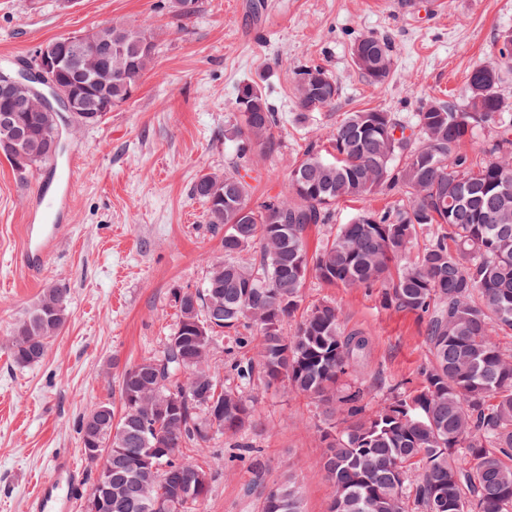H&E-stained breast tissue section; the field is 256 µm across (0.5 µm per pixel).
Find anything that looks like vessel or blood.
Masks as SVG:
<instances>
[{
    "instance_id": "1",
    "label": "vessel or blood",
    "mask_w": 512,
    "mask_h": 512,
    "mask_svg": "<svg viewBox=\"0 0 512 512\" xmlns=\"http://www.w3.org/2000/svg\"><path fill=\"white\" fill-rule=\"evenodd\" d=\"M52 177L61 185V192L50 195L45 189H38L36 203L30 207L25 218L24 259L34 270L42 267L45 258L60 240V215L71 202L75 164L54 170ZM75 471L74 461L66 457L58 458L51 477L41 482L30 498L32 512H71L78 491Z\"/></svg>"
}]
</instances>
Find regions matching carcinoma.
<instances>
[{
  "label": "carcinoma",
  "mask_w": 512,
  "mask_h": 512,
  "mask_svg": "<svg viewBox=\"0 0 512 512\" xmlns=\"http://www.w3.org/2000/svg\"><path fill=\"white\" fill-rule=\"evenodd\" d=\"M189 19L199 0H169ZM112 45V83L90 85L73 121L92 126L137 91L157 53V33L121 22L82 32ZM354 66L377 88L389 78V43L361 35ZM498 64H479L463 105L433 100L411 123L392 112H349L329 148L308 147L288 170V192L254 204L248 169L235 163L205 173L191 196L207 223L224 231V257L209 262L202 287L175 288L178 320L162 349L128 368L121 413L95 405L79 422L84 457L110 466L109 512H201L216 470L182 448L230 447L251 452L259 390L287 387L317 401L326 453L322 468L334 488L329 512H512V114L501 95ZM339 86L320 64L295 73L302 112L336 106ZM234 104L240 143L273 151L277 119L254 82L240 83ZM0 153L25 175L52 160L59 113L3 112ZM491 130V160L472 164L458 152L476 130ZM398 189L406 206L358 214L315 251L306 231L330 224L337 202ZM438 233L405 262L417 229ZM331 287L380 289V303L425 323L429 355L421 384L378 390L358 380L369 338L342 328L340 309L322 300L295 313L308 278ZM69 289L38 295L12 325L13 362H40L68 317ZM295 320L293 329L284 325ZM224 347V377L213 351ZM261 512H303L293 479L264 495Z\"/></svg>",
  "instance_id": "obj_1"
}]
</instances>
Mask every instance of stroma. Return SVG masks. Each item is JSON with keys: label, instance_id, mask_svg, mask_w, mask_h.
<instances>
[{"label": "stroma", "instance_id": "stroma-1", "mask_svg": "<svg viewBox=\"0 0 512 512\" xmlns=\"http://www.w3.org/2000/svg\"><path fill=\"white\" fill-rule=\"evenodd\" d=\"M119 20L159 35L153 68L137 93L93 127L68 123L65 154L80 159L59 246L39 274L24 265V219L52 165L19 175L0 156V512H28L35 482L57 457L78 458L80 489L93 475L78 424L101 402L120 408L126 368L160 349L175 322L174 288L202 285L223 257L221 234L206 222L190 187L204 173L248 164L252 198L283 192L289 167L323 143L346 113L383 109L413 120L426 102L465 103L468 75L500 62V35L512 30V0H202L176 23L168 0H0V66L15 67L43 44ZM363 34L388 38L393 70L379 88L355 68L351 46ZM317 62L336 79L335 107L300 115L297 68ZM257 82L277 112L274 152L240 155L235 90ZM70 291L67 323L38 364H13L14 321L49 286ZM336 302L345 331L368 336L366 388L420 382L428 352L414 314L382 308L362 288L308 279L303 306ZM251 438L265 466L220 464L202 512H260L268 488L287 477L302 490L304 512H328L333 489L315 432L322 408L280 387L263 392ZM255 484L252 495L243 488Z\"/></svg>", "mask_w": 512, "mask_h": 512}]
</instances>
